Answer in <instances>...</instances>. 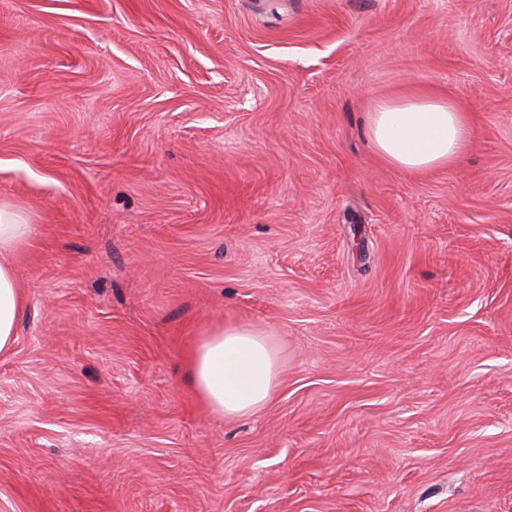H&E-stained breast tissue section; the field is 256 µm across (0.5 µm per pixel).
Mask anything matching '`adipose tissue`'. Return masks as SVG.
I'll return each instance as SVG.
<instances>
[{
  "mask_svg": "<svg viewBox=\"0 0 512 512\" xmlns=\"http://www.w3.org/2000/svg\"><path fill=\"white\" fill-rule=\"evenodd\" d=\"M368 132L379 156L404 171L455 164L471 139L467 119L455 103L424 94L376 100ZM33 230L25 213L0 204V352L10 347L26 306L9 258L29 245ZM279 363V351L263 330L234 324L209 331L190 358L198 394L227 419L270 402Z\"/></svg>",
  "mask_w": 512,
  "mask_h": 512,
  "instance_id": "obj_1",
  "label": "adipose tissue"
}]
</instances>
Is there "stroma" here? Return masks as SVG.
<instances>
[{"label": "stroma", "mask_w": 512, "mask_h": 512, "mask_svg": "<svg viewBox=\"0 0 512 512\" xmlns=\"http://www.w3.org/2000/svg\"><path fill=\"white\" fill-rule=\"evenodd\" d=\"M468 112L405 172L376 99ZM0 512H512V0H0ZM270 334L214 415L203 335ZM33 230L34 224L25 213L0 204V352L13 342L16 324L26 306L8 257L29 245ZM263 330L228 324L209 331L190 358L193 384L224 419L250 414L270 402L280 355Z\"/></svg>", "instance_id": "35a3bbf8"}]
</instances>
